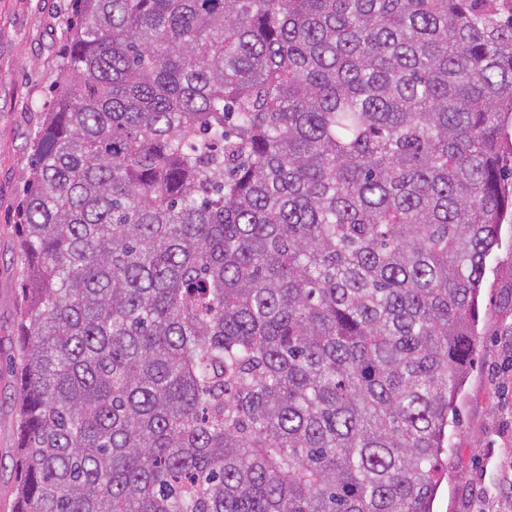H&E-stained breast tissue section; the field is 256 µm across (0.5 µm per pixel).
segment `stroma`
Segmentation results:
<instances>
[{"instance_id":"1","label":"stroma","mask_w":512,"mask_h":512,"mask_svg":"<svg viewBox=\"0 0 512 512\" xmlns=\"http://www.w3.org/2000/svg\"><path fill=\"white\" fill-rule=\"evenodd\" d=\"M74 0H0V512H15L18 446L11 368L26 262L17 243L19 192L31 167V135L55 102ZM477 355L448 428V476L433 512H512V224L486 261Z\"/></svg>"}]
</instances>
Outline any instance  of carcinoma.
Listing matches in <instances>:
<instances>
[{
    "mask_svg": "<svg viewBox=\"0 0 512 512\" xmlns=\"http://www.w3.org/2000/svg\"><path fill=\"white\" fill-rule=\"evenodd\" d=\"M19 204V512H432L512 177V0H80Z\"/></svg>",
    "mask_w": 512,
    "mask_h": 512,
    "instance_id": "carcinoma-1",
    "label": "carcinoma"
}]
</instances>
